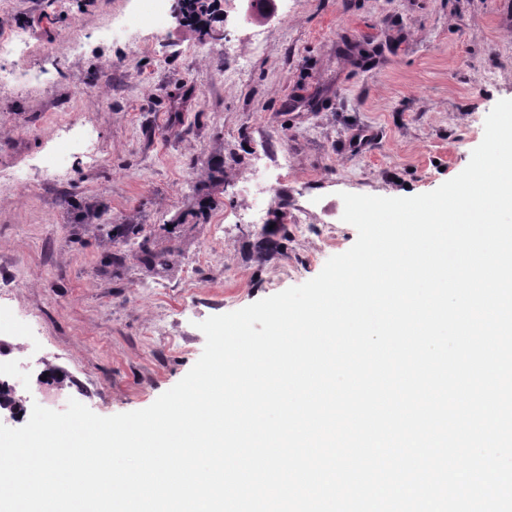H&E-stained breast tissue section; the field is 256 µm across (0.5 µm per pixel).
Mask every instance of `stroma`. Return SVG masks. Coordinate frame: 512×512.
Returning <instances> with one entry per match:
<instances>
[{
    "label": "stroma",
    "mask_w": 512,
    "mask_h": 512,
    "mask_svg": "<svg viewBox=\"0 0 512 512\" xmlns=\"http://www.w3.org/2000/svg\"><path fill=\"white\" fill-rule=\"evenodd\" d=\"M130 12L129 0H0V33H27L32 85L0 87V170L23 174L0 190V271L17 276L12 308L37 312L46 357L17 389L56 411L72 398L100 416L150 406L200 358L198 322L301 285L351 248L342 193L435 190L512 99V0H214L198 22L170 0L160 33L132 41L102 24ZM256 38L263 54L226 83L232 51ZM70 120L93 154H70ZM49 150L63 180L41 170ZM256 161L269 188L254 213L241 178ZM297 214L335 242L312 253ZM116 224L175 233L177 264L144 266L141 237L113 241ZM46 366L65 392L40 382Z\"/></svg>",
    "instance_id": "stroma-1"
}]
</instances>
